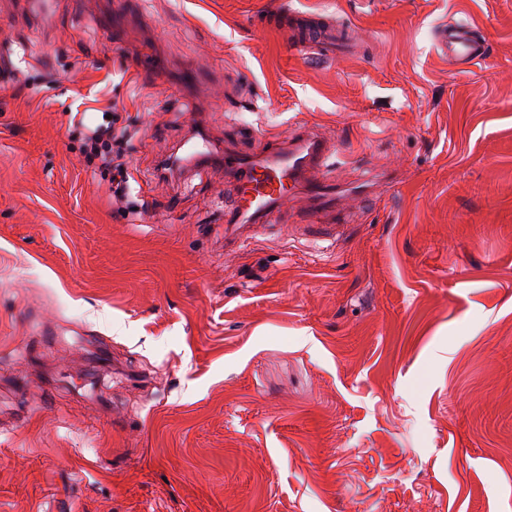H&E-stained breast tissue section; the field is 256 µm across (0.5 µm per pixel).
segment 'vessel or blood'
I'll list each match as a JSON object with an SVG mask.
<instances>
[{
    "label": "vessel or blood",
    "instance_id": "obj_1",
    "mask_svg": "<svg viewBox=\"0 0 512 512\" xmlns=\"http://www.w3.org/2000/svg\"><path fill=\"white\" fill-rule=\"evenodd\" d=\"M265 24L290 26L305 30L303 50L335 54L344 45L329 18L307 12H274L266 15ZM433 38L439 53L450 67L464 71L485 59L490 45L479 30L465 23L435 24ZM330 153L324 139L307 128L297 127L288 134L265 137L262 148L245 156L234 151L217 153L210 138L202 133L191 134L182 153L174 155L171 166L200 171L222 164L230 187L232 204L224 213L225 224L237 227V234L226 237L234 246L240 231L249 235L265 232L280 223L289 205L302 199V212L311 222L320 224L325 235H332L335 226L349 223L351 214L337 205V193L327 178Z\"/></svg>",
    "mask_w": 512,
    "mask_h": 512
}]
</instances>
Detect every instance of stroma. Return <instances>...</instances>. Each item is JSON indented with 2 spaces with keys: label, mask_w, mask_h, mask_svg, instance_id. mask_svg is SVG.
<instances>
[{
  "label": "stroma",
  "mask_w": 512,
  "mask_h": 512,
  "mask_svg": "<svg viewBox=\"0 0 512 512\" xmlns=\"http://www.w3.org/2000/svg\"><path fill=\"white\" fill-rule=\"evenodd\" d=\"M120 2L0 0V512H512V0ZM445 20L490 57L453 72ZM80 104L128 132L125 202ZM199 121L324 133L354 223L225 250L223 171L163 167ZM265 25L286 26L290 28L305 29L307 38L304 42H293L297 48L316 50L325 54L334 55L336 49L344 47L343 34L337 35L335 24L329 18L307 12H274L265 16Z\"/></svg>",
  "instance_id": "35a3bbf8"
}]
</instances>
